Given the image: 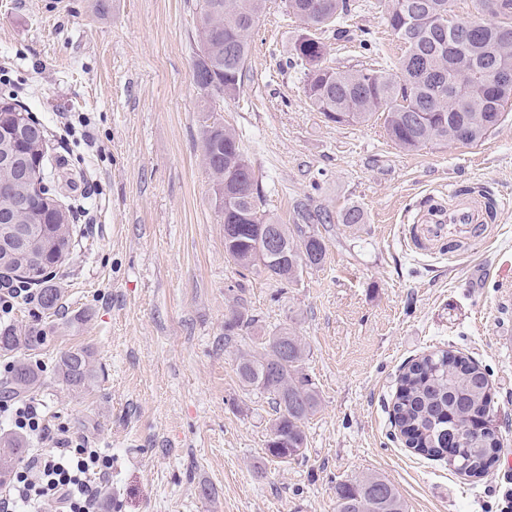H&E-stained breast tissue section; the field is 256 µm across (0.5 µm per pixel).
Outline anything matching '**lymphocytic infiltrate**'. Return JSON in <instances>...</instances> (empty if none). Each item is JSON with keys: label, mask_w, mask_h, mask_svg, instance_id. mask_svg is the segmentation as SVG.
<instances>
[{"label": "lymphocytic infiltrate", "mask_w": 512, "mask_h": 512, "mask_svg": "<svg viewBox=\"0 0 512 512\" xmlns=\"http://www.w3.org/2000/svg\"><path fill=\"white\" fill-rule=\"evenodd\" d=\"M0 418L35 441L23 465L0 488V512H99L102 490L112 475V458L73 439L65 426H52L32 398L0 400Z\"/></svg>", "instance_id": "lymphocytic-infiltrate-1"}]
</instances>
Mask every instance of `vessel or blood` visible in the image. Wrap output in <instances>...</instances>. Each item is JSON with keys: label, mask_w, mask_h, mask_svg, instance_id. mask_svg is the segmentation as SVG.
Returning <instances> with one entry per match:
<instances>
[{"label": "vessel or blood", "mask_w": 512, "mask_h": 512, "mask_svg": "<svg viewBox=\"0 0 512 512\" xmlns=\"http://www.w3.org/2000/svg\"><path fill=\"white\" fill-rule=\"evenodd\" d=\"M492 220L485 199L454 194L449 206L435 205L424 210L421 216L423 236H431L442 228L463 229L468 241L484 240L489 234Z\"/></svg>", "instance_id": "vessel-or-blood-1"}]
</instances>
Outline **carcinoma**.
<instances>
[{
  "label": "carcinoma",
  "instance_id": "cac0c4a2",
  "mask_svg": "<svg viewBox=\"0 0 512 512\" xmlns=\"http://www.w3.org/2000/svg\"><path fill=\"white\" fill-rule=\"evenodd\" d=\"M499 10L489 27L462 39L450 13L449 0H383V21L402 43L396 72L377 69L337 70L322 65V41L295 39L289 63L303 68L304 92L315 111L336 124L383 121L389 139L407 152L429 144L460 140L466 145L485 139L512 104V86L483 84L481 73L491 67L512 70V0H497ZM267 0H202L196 20L198 51L193 70L197 88L210 102L239 93L256 21ZM286 12L321 28L348 12V0H282ZM202 161L214 184L246 188L233 210L242 214L232 225L226 254L245 271H259L292 283L303 273L294 255L305 253L312 266L326 257L322 237L313 229L290 228L261 211L260 192L234 130L212 122L201 130ZM51 235L58 225L43 203L35 201L22 215ZM270 229L288 237V261L271 262L261 234ZM41 267L26 280L40 288L43 309H57L60 289ZM258 321L238 297L224 320V347L236 337L256 331ZM46 341L35 330L0 331V354L22 348L34 351ZM310 349L289 328L261 337V350L239 351L236 372L245 387L267 394L274 412L270 428L281 440L267 441L266 456L287 462L303 455L306 422L319 409L315 384L304 373ZM57 376L73 392L85 390L95 377L94 351L87 346L62 353ZM38 374L25 359L9 366L7 388L20 396L37 385ZM392 422L405 444L429 457L448 455L457 473L478 477L502 445L489 375L476 363L448 350L433 352L408 365L393 404ZM25 448L18 435H0V470L15 464ZM336 512H406L395 487L369 473L336 484Z\"/></svg>",
  "mask_w": 512,
  "mask_h": 512
}]
</instances>
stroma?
Returning <instances> with one entry per match:
<instances>
[{"label":"stroma","instance_id":"stroma-1","mask_svg":"<svg viewBox=\"0 0 512 512\" xmlns=\"http://www.w3.org/2000/svg\"><path fill=\"white\" fill-rule=\"evenodd\" d=\"M319 36L324 65L394 72L403 46L380 0H350ZM198 0H0V96L48 130L45 166L61 203L98 204L74 219L57 272L56 312L17 305L4 327L38 325L27 357L33 396L112 457L101 512H336L337 482L385 476L407 512H501L512 495V107L475 145L404 152L382 122L336 125L310 105L289 66L302 30L281 0L257 23L243 85L207 106L193 74ZM83 117L96 145L60 149L59 113ZM234 128L281 223L322 215L327 252L293 283L240 274L224 252V217L201 162L205 122ZM462 188L501 202L495 230L465 249L439 238L414 250L425 204ZM363 209L348 226L338 214ZM264 331L292 327L310 348L305 370L320 408L303 458L264 448L271 406L243 387L224 346L230 285ZM91 347L96 373L80 395L56 372L61 352ZM451 350L484 368L503 436L486 474L407 448L391 423L412 361Z\"/></svg>","mask_w":512,"mask_h":512}]
</instances>
